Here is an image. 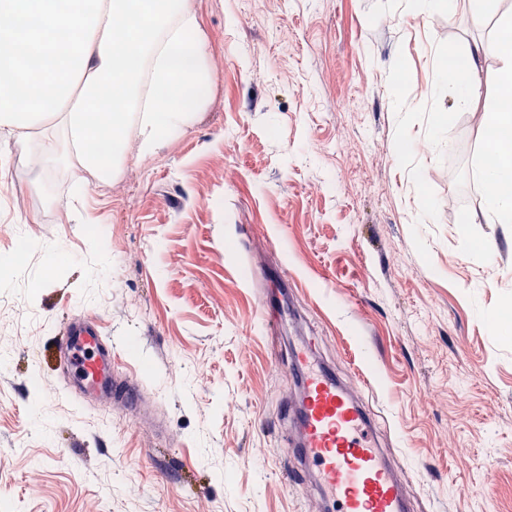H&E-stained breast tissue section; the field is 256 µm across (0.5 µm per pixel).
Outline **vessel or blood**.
Instances as JSON below:
<instances>
[{
    "label": "vessel or blood",
    "instance_id": "vessel-or-blood-1",
    "mask_svg": "<svg viewBox=\"0 0 512 512\" xmlns=\"http://www.w3.org/2000/svg\"><path fill=\"white\" fill-rule=\"evenodd\" d=\"M70 359L74 388L110 392L136 410L141 390L114 375L112 348L89 320L71 323L59 340ZM300 396L290 445L330 512H411L405 485L393 467L367 406L352 388L304 348L294 353Z\"/></svg>",
    "mask_w": 512,
    "mask_h": 512
}]
</instances>
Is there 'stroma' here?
<instances>
[{
  "label": "stroma",
  "instance_id": "1",
  "mask_svg": "<svg viewBox=\"0 0 512 512\" xmlns=\"http://www.w3.org/2000/svg\"><path fill=\"white\" fill-rule=\"evenodd\" d=\"M187 4L209 99L153 154L128 136L110 185L64 164L42 194L0 130V512H325L283 419L301 340L370 407L412 512H512V335L489 323L512 224L487 223L480 163L512 0ZM474 42L462 106L437 61ZM283 287L275 342L257 307ZM76 318L140 413L69 392Z\"/></svg>",
  "mask_w": 512,
  "mask_h": 512
}]
</instances>
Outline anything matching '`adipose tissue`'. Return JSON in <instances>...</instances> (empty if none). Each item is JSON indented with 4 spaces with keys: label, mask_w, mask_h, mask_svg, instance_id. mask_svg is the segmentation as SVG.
I'll use <instances>...</instances> for the list:
<instances>
[{
    "label": "adipose tissue",
    "mask_w": 512,
    "mask_h": 512,
    "mask_svg": "<svg viewBox=\"0 0 512 512\" xmlns=\"http://www.w3.org/2000/svg\"><path fill=\"white\" fill-rule=\"evenodd\" d=\"M196 14L186 0H0V127L35 149L50 174L54 142L33 143L37 127L62 125L68 161L107 183L135 127L140 153L179 135L209 96L212 74ZM481 49L449 47L439 78L459 102L480 83ZM496 95L482 121L495 158L483 176L492 223L512 224V18L501 28ZM166 97H157V90Z\"/></svg>",
    "instance_id": "obj_1"
}]
</instances>
